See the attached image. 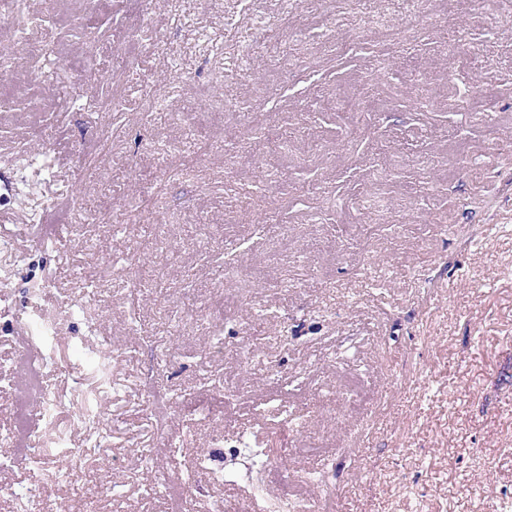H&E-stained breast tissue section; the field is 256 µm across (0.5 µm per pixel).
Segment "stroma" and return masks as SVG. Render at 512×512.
Returning <instances> with one entry per match:
<instances>
[{
    "instance_id": "stroma-1",
    "label": "stroma",
    "mask_w": 512,
    "mask_h": 512,
    "mask_svg": "<svg viewBox=\"0 0 512 512\" xmlns=\"http://www.w3.org/2000/svg\"><path fill=\"white\" fill-rule=\"evenodd\" d=\"M498 2L370 0L384 39L355 0H22L38 22L0 25V96L34 104L0 108V176L30 179L21 145L51 166L0 222V437L19 322H59L43 383L61 407L36 421L41 463L0 472V512H167L164 473L186 512L241 506L248 484L218 475L250 471L244 435L284 476L259 477L276 500L512 512V0ZM338 41L358 49L336 56ZM59 65L87 98L120 72L118 111L69 106ZM203 141L214 153L170 176ZM63 188L76 208L53 207ZM161 226L166 247L142 259L166 276L130 294L126 259ZM147 381L177 440L163 458ZM222 381L238 392L222 420L181 415Z\"/></svg>"
}]
</instances>
